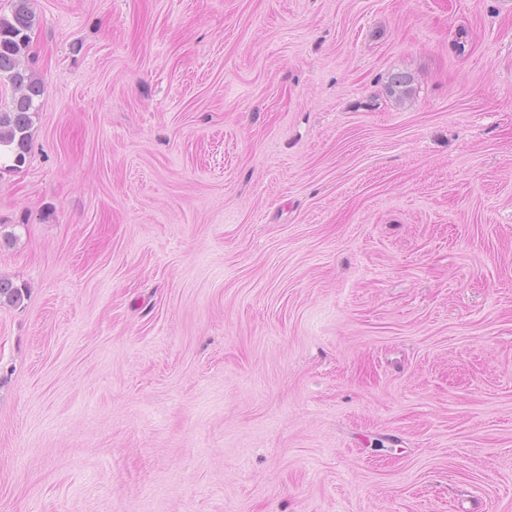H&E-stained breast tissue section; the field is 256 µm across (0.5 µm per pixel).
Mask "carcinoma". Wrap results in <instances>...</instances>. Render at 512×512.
Listing matches in <instances>:
<instances>
[{"label":"carcinoma","mask_w":512,"mask_h":512,"mask_svg":"<svg viewBox=\"0 0 512 512\" xmlns=\"http://www.w3.org/2000/svg\"><path fill=\"white\" fill-rule=\"evenodd\" d=\"M33 25L29 0H14L11 16L0 17V83L11 86L14 93L10 105L0 108V155L10 154L16 167L26 161L31 114L43 94L42 84L21 66V57L29 46V32ZM412 82L409 73L395 72L385 85L386 94L402 102L412 95ZM21 294V288L12 280L0 277V300L14 303L21 299Z\"/></svg>","instance_id":"obj_1"}]
</instances>
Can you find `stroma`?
<instances>
[{
	"label": "stroma",
	"mask_w": 512,
	"mask_h": 512,
	"mask_svg": "<svg viewBox=\"0 0 512 512\" xmlns=\"http://www.w3.org/2000/svg\"><path fill=\"white\" fill-rule=\"evenodd\" d=\"M31 8L0 512H512V0ZM413 79L408 72H395L389 77L385 89L386 94L397 102H403L413 93Z\"/></svg>",
	"instance_id": "1"
}]
</instances>
